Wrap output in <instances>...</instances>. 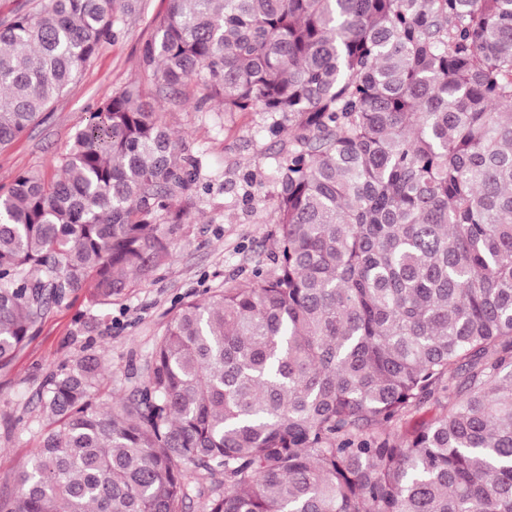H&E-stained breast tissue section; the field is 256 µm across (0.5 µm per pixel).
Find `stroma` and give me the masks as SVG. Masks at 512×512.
I'll return each mask as SVG.
<instances>
[{
	"mask_svg": "<svg viewBox=\"0 0 512 512\" xmlns=\"http://www.w3.org/2000/svg\"><path fill=\"white\" fill-rule=\"evenodd\" d=\"M166 9L167 0H143L121 37L101 48L35 125L0 149V189L23 171L53 174L57 157L90 111L134 83L175 134L205 158L204 186L187 204L189 232L176 241L167 264L109 304H94L83 292L52 306L13 360L0 365V499L14 497L18 475L47 427L39 396L50 374L83 356L99 357L96 400L111 407L139 386L155 338L179 297L250 272L267 263L274 249L272 141L260 115L197 111L198 91L192 85L178 103H170L157 95L150 73L139 64L140 48ZM250 177L257 186L254 200L246 201L242 194Z\"/></svg>",
	"mask_w": 512,
	"mask_h": 512,
	"instance_id": "1",
	"label": "stroma"
}]
</instances>
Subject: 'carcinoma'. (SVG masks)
I'll use <instances>...</instances> for the list:
<instances>
[{
    "label": "carcinoma",
    "mask_w": 512,
    "mask_h": 512,
    "mask_svg": "<svg viewBox=\"0 0 512 512\" xmlns=\"http://www.w3.org/2000/svg\"><path fill=\"white\" fill-rule=\"evenodd\" d=\"M141 8L1 23L0 148ZM140 63L288 130L271 267L181 300L112 408L96 356L52 378L0 512H177L184 463L206 512H512V0H168ZM59 166L0 193L1 363L168 262L203 158L131 85Z\"/></svg>",
    "instance_id": "obj_1"
}]
</instances>
